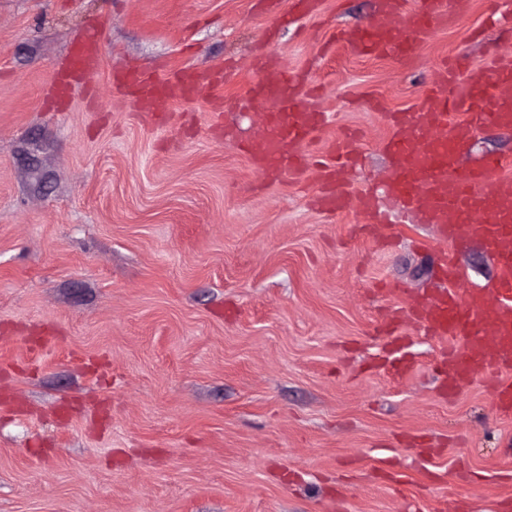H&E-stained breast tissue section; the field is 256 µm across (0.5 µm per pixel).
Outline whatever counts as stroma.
Instances as JSON below:
<instances>
[{
  "label": "stroma",
  "instance_id": "obj_1",
  "mask_svg": "<svg viewBox=\"0 0 512 512\" xmlns=\"http://www.w3.org/2000/svg\"><path fill=\"white\" fill-rule=\"evenodd\" d=\"M378 0H0V512H495L512 499V415L455 395L447 341L410 321L412 372L381 322L436 288L425 224L311 206L314 171L270 184L249 147L258 60L299 72L354 134L360 192L393 170L386 113L418 106L442 61L491 65V0H449L406 58L352 53ZM93 32V101L46 99ZM222 82L144 117L122 69ZM223 96L227 139L211 112Z\"/></svg>",
  "mask_w": 512,
  "mask_h": 512
}]
</instances>
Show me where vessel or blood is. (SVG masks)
Instances as JSON below:
<instances>
[{
  "label": "vessel or blood",
  "instance_id": "b4317fda",
  "mask_svg": "<svg viewBox=\"0 0 512 512\" xmlns=\"http://www.w3.org/2000/svg\"><path fill=\"white\" fill-rule=\"evenodd\" d=\"M448 21L447 0H422L408 14L403 0H379L376 16L344 30L341 39L360 56H409L415 45ZM102 45L80 39L51 81L58 102H69L101 65ZM250 89L252 100L267 108L270 135L254 165L272 183L298 174L312 160L309 147L328 116L311 101L302 77L263 63ZM455 62H442L435 74L439 90L408 111L388 113L392 133L383 148L396 170L381 193L350 197L334 180L335 164L323 162L324 184L315 199L318 210L334 213L357 208L368 223L391 224L412 215L433 225L451 252L442 256L446 285L415 300L412 321L424 335L448 340V374L443 391L456 392L477 379L491 381L498 411L512 414V176L501 174L502 162L486 156L465 166L460 162L478 128L512 129V50L503 49L485 73L456 80ZM206 69H182L157 77L130 69L119 78L135 111L155 112L162 99L188 100L211 84ZM481 244L499 267V277L465 290L457 250Z\"/></svg>",
  "mask_w": 512,
  "mask_h": 512
}]
</instances>
